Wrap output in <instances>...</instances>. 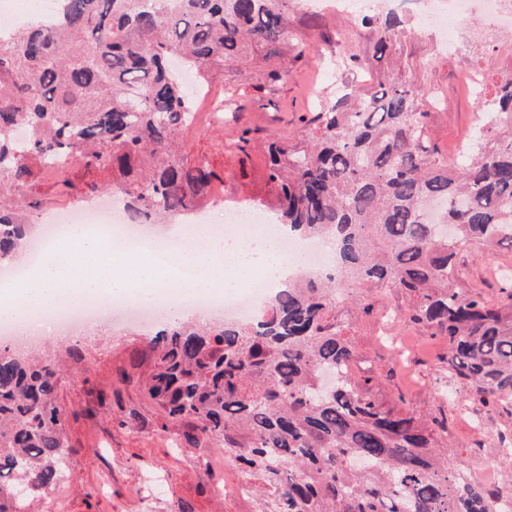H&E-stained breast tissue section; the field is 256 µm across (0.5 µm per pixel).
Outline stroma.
Returning <instances> with one entry per match:
<instances>
[{"instance_id": "35a3bbf8", "label": "stroma", "mask_w": 512, "mask_h": 512, "mask_svg": "<svg viewBox=\"0 0 512 512\" xmlns=\"http://www.w3.org/2000/svg\"><path fill=\"white\" fill-rule=\"evenodd\" d=\"M299 29L310 45L300 62L255 53L248 61L226 63L213 70L207 90L235 108L238 121L223 129L195 126L182 136L188 157L206 156L222 182L214 194L200 200L198 212L215 206L249 209L264 214L276 208L267 178L264 143L296 134L302 118L312 117L336 96V74L344 72L350 85L369 84L375 73L392 66L424 93L420 109L432 144L451 160L470 150L482 123L479 95L469 82L476 70L485 92L499 77L512 75V31H497L477 53L460 57L448 53L437 36L417 26L415 5L401 7L405 30L389 63L344 69L349 56L367 57L373 33L362 15L340 8L336 0H291ZM287 67L288 75L269 80L272 68ZM251 142L239 150L242 130ZM462 292H480L488 301L505 303L500 268L512 270V248L488 255L471 248L458 255ZM408 299L386 287L373 291L368 302L347 300L337 311L347 325L356 355L354 377L370 378V395L382 407L405 408L430 419L446 417L448 442L455 457L474 470L479 482L512 489V463L492 452L500 441L512 443V417L456 395L442 357L448 344L428 331L403 324L394 326L408 354L395 358L378 334L385 308L407 311ZM151 335L137 327L95 328L81 336H54L34 342L41 354L63 356L66 368L58 381V402L67 413L66 432L72 446L67 489V512H174L188 504L192 512H262L258 492L240 495L241 474L221 449L185 442L192 420L169 421L136 386L151 368L147 343ZM164 478L166 493L154 497L139 491L143 476Z\"/></svg>"}]
</instances>
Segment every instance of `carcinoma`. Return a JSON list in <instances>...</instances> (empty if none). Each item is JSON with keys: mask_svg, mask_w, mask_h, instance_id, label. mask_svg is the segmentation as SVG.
<instances>
[{"mask_svg": "<svg viewBox=\"0 0 512 512\" xmlns=\"http://www.w3.org/2000/svg\"><path fill=\"white\" fill-rule=\"evenodd\" d=\"M290 0H58L52 26L9 30L0 45V263L38 227L42 165L68 158L118 172L130 218L189 211L220 177L177 148L191 124L189 92L170 70L204 78L255 45L309 43ZM380 61L399 40L395 15H366ZM421 91L377 77L268 143L280 223L335 243L333 276H299L249 322L201 326L178 316L148 342L141 388L169 418L195 422L190 441L224 449L268 489L265 512H500L499 494L466 477L443 443L445 420L422 421L368 398L369 380L328 390L321 372L355 347L338 297L397 288L409 321L448 342V376L483 405L512 415V304L455 288L458 251L512 246V79L484 101L497 130L448 162L428 144ZM33 137L17 142L13 129ZM440 205L438 224L421 200ZM59 366L0 348V512L21 507L66 474L71 448L57 403Z\"/></svg>", "mask_w": 512, "mask_h": 512, "instance_id": "obj_1", "label": "carcinoma"}]
</instances>
